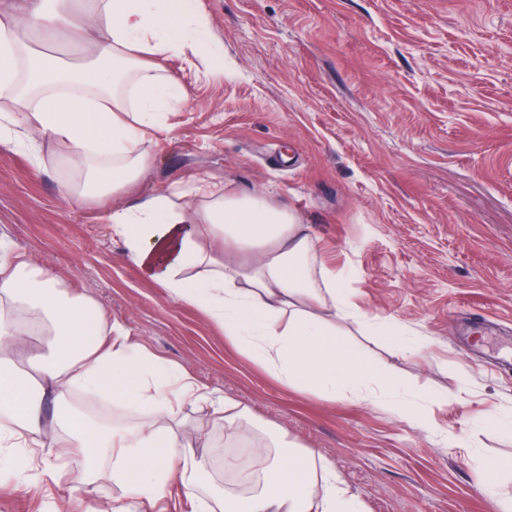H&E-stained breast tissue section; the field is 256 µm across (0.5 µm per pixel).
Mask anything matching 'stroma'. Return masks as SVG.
<instances>
[{"instance_id": "obj_1", "label": "stroma", "mask_w": 512, "mask_h": 512, "mask_svg": "<svg viewBox=\"0 0 512 512\" xmlns=\"http://www.w3.org/2000/svg\"><path fill=\"white\" fill-rule=\"evenodd\" d=\"M201 4L206 48L153 58L186 100L149 131L146 177L118 195L68 197L64 148L46 144L36 164L1 144L0 242L167 364L333 462L367 512H497L481 463L512 456V436L488 421L512 410V0ZM198 179L308 226L358 309L343 333L431 399L428 424L279 383L142 274L112 234L113 207ZM364 322L405 329L421 355L397 356L361 335ZM61 409L103 424L124 414L79 390ZM185 416L181 438L210 432L202 490L224 512V455L243 445L223 424ZM123 495L64 459L51 477L0 475V512H110Z\"/></svg>"}]
</instances>
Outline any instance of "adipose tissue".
Masks as SVG:
<instances>
[{"label": "adipose tissue", "instance_id": "1", "mask_svg": "<svg viewBox=\"0 0 512 512\" xmlns=\"http://www.w3.org/2000/svg\"><path fill=\"white\" fill-rule=\"evenodd\" d=\"M74 1L20 0L18 13L0 18V97L13 104L0 112V143L37 154L45 138L66 145L83 163L66 193L100 198L144 178L148 129L184 99L180 82L144 55L204 43L206 17L200 0H82L78 9ZM32 16L42 19L46 39L80 44L100 25L106 33L75 66L32 46ZM191 196L190 207L157 193L110 214L113 233L145 276L218 322L228 341L281 383L332 399L385 402L426 421L420 395L341 338L336 324L356 307L294 213L260 197L222 194L202 179ZM89 308L61 297L41 269L0 243V471L23 478L20 458L37 447L51 471L55 449L75 448L92 478L111 481L151 512L174 490L190 512H211L196 482L206 464L196 450L207 447L209 434L201 429L196 444L182 441V412L192 408L232 430L253 423V413L234 398L214 399L106 320L86 338ZM45 322L56 340L31 354L37 375H20L12 356L28 352ZM73 388L111 394L124 410L147 408L153 417L102 427L47 415V402ZM50 423L57 432L43 435ZM247 452L251 485L225 498V512H365L334 464L315 460L287 433L248 441Z\"/></svg>", "mask_w": 512, "mask_h": 512}]
</instances>
